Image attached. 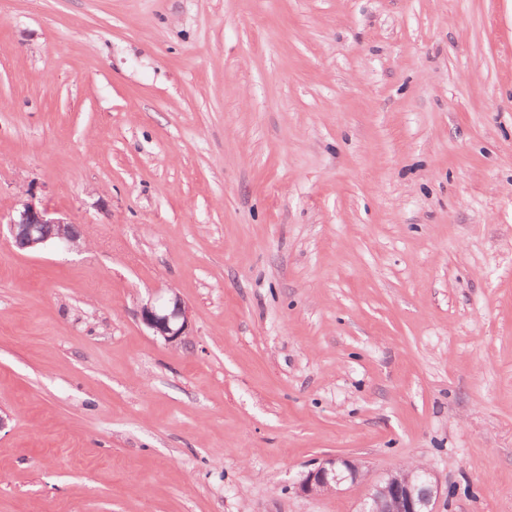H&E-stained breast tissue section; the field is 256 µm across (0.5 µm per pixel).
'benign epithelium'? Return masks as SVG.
<instances>
[{
	"label": "benign epithelium",
	"mask_w": 512,
	"mask_h": 512,
	"mask_svg": "<svg viewBox=\"0 0 512 512\" xmlns=\"http://www.w3.org/2000/svg\"><path fill=\"white\" fill-rule=\"evenodd\" d=\"M7 229L12 246L19 251L37 252L51 246L72 252L82 247L81 225L57 216L49 205L32 199L21 202L9 216ZM140 319L153 335L172 346L183 344L192 333L189 308L172 289L164 298L151 294L141 302ZM363 480V472L354 461L329 457L305 475L299 491L318 495L332 492L346 481ZM439 494L438 483L425 467L408 474L395 471L370 486L359 512H435Z\"/></svg>",
	"instance_id": "benign-epithelium-1"
}]
</instances>
